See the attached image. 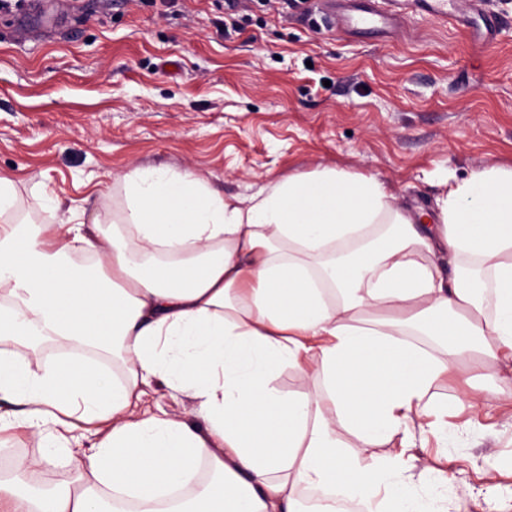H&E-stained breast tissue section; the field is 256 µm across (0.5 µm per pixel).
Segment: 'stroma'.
I'll return each mask as SVG.
<instances>
[{"instance_id": "1", "label": "stroma", "mask_w": 512, "mask_h": 512, "mask_svg": "<svg viewBox=\"0 0 512 512\" xmlns=\"http://www.w3.org/2000/svg\"><path fill=\"white\" fill-rule=\"evenodd\" d=\"M484 15L501 23L486 50L469 39ZM511 165L512 0L442 24L415 13L378 41L328 32L289 0L236 13L226 0H71L23 33L0 13V173L18 188L16 222L119 205V179L137 167L188 168L242 196L344 169L413 210L432 207L441 178ZM493 383L467 359L431 392L452 402ZM498 398L476 416L449 409L447 448L418 453L420 503L512 512V387ZM9 450L38 462L35 485L74 477L70 451H47L35 429ZM442 468L454 474L445 491Z\"/></svg>"}]
</instances>
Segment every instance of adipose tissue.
Masks as SVG:
<instances>
[{"instance_id":"adipose-tissue-1","label":"adipose tissue","mask_w":512,"mask_h":512,"mask_svg":"<svg viewBox=\"0 0 512 512\" xmlns=\"http://www.w3.org/2000/svg\"><path fill=\"white\" fill-rule=\"evenodd\" d=\"M122 187L92 223L76 210L26 225L7 219L17 188L0 176V399L49 448L69 447L75 422L109 426L67 488L20 492L33 468L16 460L0 512H112L118 491L160 512L201 470L178 512H299L313 487L367 512H440L405 478L416 425L443 410L430 387L467 358L512 383V167L443 180L415 213L376 176L332 168L247 198L187 168L139 167ZM381 224L393 234L374 237ZM75 252L94 270L67 264ZM56 339L72 352L41 358ZM93 352L119 356L122 378ZM286 365L298 394L274 385ZM153 380L203 426L144 409Z\"/></svg>"}]
</instances>
